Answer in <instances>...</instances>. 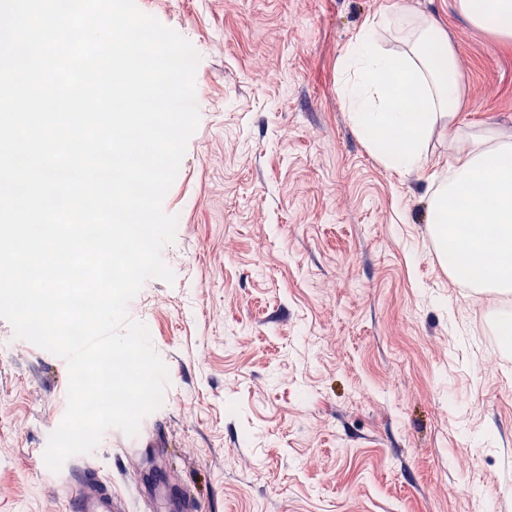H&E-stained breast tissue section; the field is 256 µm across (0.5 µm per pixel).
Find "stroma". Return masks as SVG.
Here are the masks:
<instances>
[{"label":"stroma","mask_w":512,"mask_h":512,"mask_svg":"<svg viewBox=\"0 0 512 512\" xmlns=\"http://www.w3.org/2000/svg\"><path fill=\"white\" fill-rule=\"evenodd\" d=\"M188 40L200 120L163 208L162 258L129 305L168 367L142 451L88 453L127 512H512V297L454 284L427 213L448 173L380 165L337 88L364 21L413 8L452 41L458 119L512 134V41L454 0H136ZM60 358L0 319V512H66L44 459L67 407Z\"/></svg>","instance_id":"35a3bbf8"}]
</instances>
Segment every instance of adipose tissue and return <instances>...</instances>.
I'll list each match as a JSON object with an SVG mask.
<instances>
[{"label":"adipose tissue","instance_id":"ef3b65f1","mask_svg":"<svg viewBox=\"0 0 512 512\" xmlns=\"http://www.w3.org/2000/svg\"><path fill=\"white\" fill-rule=\"evenodd\" d=\"M455 8L476 30L512 39V0H455ZM439 46L429 54L428 44ZM392 74L415 97L395 104L384 81ZM339 90L362 140L389 169L420 171L434 130L447 125L448 142L457 148L448 178L440 180L429 203L430 231L450 279L462 288L512 293V136L473 129L457 121L462 90L455 48L426 18L382 11L368 20L348 44L339 64ZM486 194L471 197L460 210L454 197L474 181ZM461 224H491L501 234L489 239H458Z\"/></svg>","mask_w":512,"mask_h":512}]
</instances>
